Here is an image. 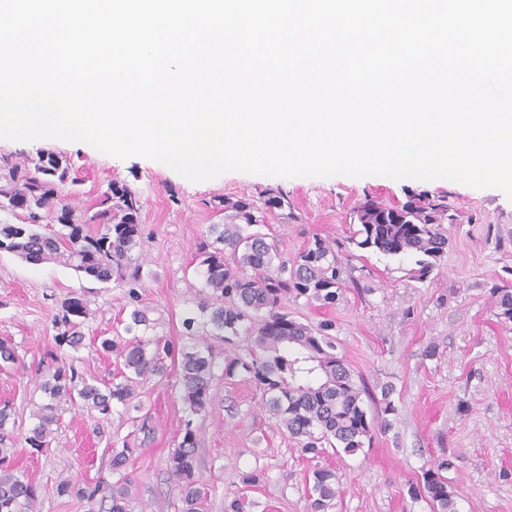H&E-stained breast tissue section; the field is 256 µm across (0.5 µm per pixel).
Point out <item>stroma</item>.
<instances>
[{
	"mask_svg": "<svg viewBox=\"0 0 512 512\" xmlns=\"http://www.w3.org/2000/svg\"><path fill=\"white\" fill-rule=\"evenodd\" d=\"M48 150L69 163L71 182L61 185L64 204L93 206L109 183H126L142 202L144 259L142 300L156 321L155 334L192 344L183 320L194 312L201 282L195 248L210 225L224 221L225 199H260L267 189L287 194L288 210L266 213L265 230L285 257L313 236L336 241L345 283L335 304L288 302L298 321L335 323L336 352L372 389L389 385L398 409L389 430H376L370 446L353 454L327 449L338 493L328 512H432L427 498L408 492L435 462L452 463L446 477L458 512H512V323L496 316L494 288L512 287V198L497 188H475L440 179L430 182L385 176L294 177L228 172L194 183L165 164L141 156L121 159L60 140L0 139V159L12 162ZM425 193L448 202L453 223L431 274L416 279L415 256L360 250L348 238L352 209L372 196L390 205ZM85 293L92 311L81 348L70 361L86 379L120 382L119 363L98 339L115 335L126 319L125 289L100 283L57 263L33 265L0 254V340L19 360L0 366V406L15 413L11 465L37 485L41 512H89L86 499L60 495L71 477L94 486L112 480L110 450L129 444L126 471L135 483L140 512H177L181 490L167 461L183 434L185 406L171 379H151L139 398L155 426L142 441L129 416L66 409L49 447L31 452L24 438L31 412L44 394L41 383L56 367L52 320L61 301ZM435 356H426L428 347ZM212 412L195 417L199 440L196 477L209 512H224L244 496L255 512H309L306 477L311 467L295 439L279 427L255 385L244 377H217ZM259 477L255 486L244 474Z\"/></svg>",
	"mask_w": 512,
	"mask_h": 512,
	"instance_id": "obj_1",
	"label": "stroma"
}]
</instances>
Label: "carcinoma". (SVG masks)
I'll return each mask as SVG.
<instances>
[{"mask_svg":"<svg viewBox=\"0 0 512 512\" xmlns=\"http://www.w3.org/2000/svg\"><path fill=\"white\" fill-rule=\"evenodd\" d=\"M0 179L6 182V187H0V211L23 214L20 224H0V253L30 264L58 262L101 283L115 278L128 285L131 305L123 327L125 336L101 340V348L119 361L122 381L92 383L80 377L64 356H55L57 366L41 384L46 401L37 405L33 412L36 423L25 437L29 447L39 451L49 445L59 411L66 406L93 409L103 416L118 406L127 412L140 411L138 389L153 377L169 376L170 362L177 366V383L188 415L209 413L218 401L212 342L230 344L242 332L250 337L251 348L246 356L225 361L224 376L243 375L254 382L266 408L278 425L298 440L302 454L315 459L326 444L353 453L372 442L375 423L364 408L367 388L336 354L330 337L333 324L324 322L312 328L281 311L288 299L323 305L336 302L343 267L328 240L316 235L288 260L269 234L258 229L264 219L253 199L224 201V223L210 225L209 237L197 244L201 297L197 312L183 320L189 332L199 323L207 331L195 343L179 347L169 338L148 334L155 322L141 304L138 291L144 262L132 255L144 234L142 204L131 188L114 181L102 194V208L77 214L58 203L59 185L68 181L69 168L53 154L41 153L30 165L7 162L0 167ZM263 206L269 210L288 208V195L269 190ZM353 213L358 221L353 244L385 255L417 254L421 280L434 269L447 244L441 224L448 217V204L440 199L418 196L392 206L367 198ZM48 215L57 225L49 233L43 224ZM493 295L497 317L512 323V289L496 288ZM90 316L85 295L64 299L53 320L58 350L82 346L83 327ZM392 393L391 387L382 389L377 408L383 429L391 426V417L397 413ZM10 420L11 411L5 404L0 407V512H38V488L7 463ZM198 449L196 430L189 419L167 463L170 477L181 485L180 512H206L207 496L195 479ZM133 452L127 444L111 449L110 466L118 475L115 481L89 490L73 479H62L57 493L74 494L90 502L99 495L108 504L107 512H135L133 482L124 473ZM450 465L447 459L440 461L409 487L412 495L429 499L433 512H457L442 475ZM308 484L311 512H325L336 498V472L316 466Z\"/></svg>","mask_w":512,"mask_h":512,"instance_id":"carcinoma-1","label":"carcinoma"}]
</instances>
